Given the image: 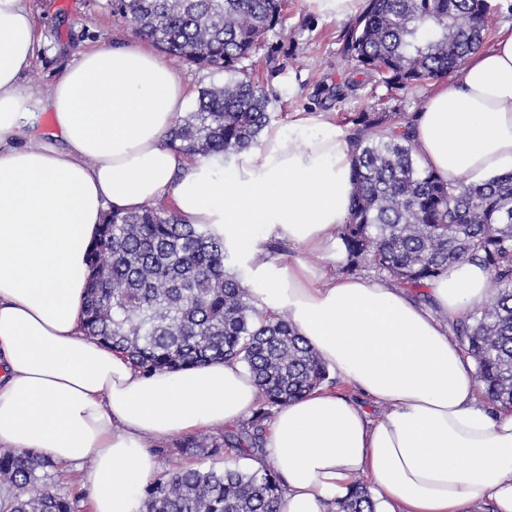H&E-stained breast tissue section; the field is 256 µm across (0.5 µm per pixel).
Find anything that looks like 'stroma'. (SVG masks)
Listing matches in <instances>:
<instances>
[{"mask_svg": "<svg viewBox=\"0 0 512 512\" xmlns=\"http://www.w3.org/2000/svg\"><path fill=\"white\" fill-rule=\"evenodd\" d=\"M39 39L35 64L23 82L50 93L57 79L83 52L134 41L131 26L112 12L110 0H28ZM352 20L327 21L308 13L303 0H288L283 31L269 35V52L255 75L270 100L273 123L287 124L294 113L322 112L342 128L355 113L382 107L415 116L431 90L416 85L387 96L384 88L365 82L362 89L338 96L337 88L353 79L347 63Z\"/></svg>", "mask_w": 512, "mask_h": 512, "instance_id": "stroma-1", "label": "stroma"}]
</instances>
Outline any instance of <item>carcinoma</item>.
Wrapping results in <instances>:
<instances>
[{
    "instance_id": "cac0c4a2",
    "label": "carcinoma",
    "mask_w": 512,
    "mask_h": 512,
    "mask_svg": "<svg viewBox=\"0 0 512 512\" xmlns=\"http://www.w3.org/2000/svg\"><path fill=\"white\" fill-rule=\"evenodd\" d=\"M112 13L167 55L225 75L199 91L195 109L167 134L178 151L224 166L259 144L271 117L254 82L259 51L282 24L285 0H112ZM490 0H368L350 30L355 72L392 90L445 79L477 52L494 20ZM355 190L341 237L346 271L365 265L422 301L431 281L461 262L490 272V299L453 325L487 399L512 409V172L482 185L444 181L423 169L403 112L350 119ZM223 239L174 210H111L90 254L82 327L144 372L211 361L246 365L262 390L253 417L235 431L188 435L184 456L220 458L263 448L272 409L334 385L285 314L265 315L227 262ZM63 474L34 449L0 448V512H79L54 493ZM279 476L237 468H179L139 492L141 512H278ZM335 512H375L357 485Z\"/></svg>"
}]
</instances>
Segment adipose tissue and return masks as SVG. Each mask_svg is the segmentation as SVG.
Wrapping results in <instances>:
<instances>
[{"label": "adipose tissue", "mask_w": 512, "mask_h": 512, "mask_svg": "<svg viewBox=\"0 0 512 512\" xmlns=\"http://www.w3.org/2000/svg\"><path fill=\"white\" fill-rule=\"evenodd\" d=\"M36 32L25 0H0V447L84 467L92 512H137L159 471L152 449L236 427L262 394L236 361L143 373L81 331L88 253L105 213L170 204L222 238L258 307L287 314L334 373L385 412L321 387L277 407L254 469L282 479L279 512H333L370 478L376 512H512V412L490 405L449 325L488 293L465 262L405 289L337 273L354 192L348 135L295 113L223 172L172 148L189 92L149 46L85 53L52 93L22 85ZM53 114L54 141L28 146L24 112ZM417 155L444 180L512 171V31L470 55L428 96ZM273 240L316 263L267 256Z\"/></svg>", "instance_id": "ef3b65f1"}]
</instances>
